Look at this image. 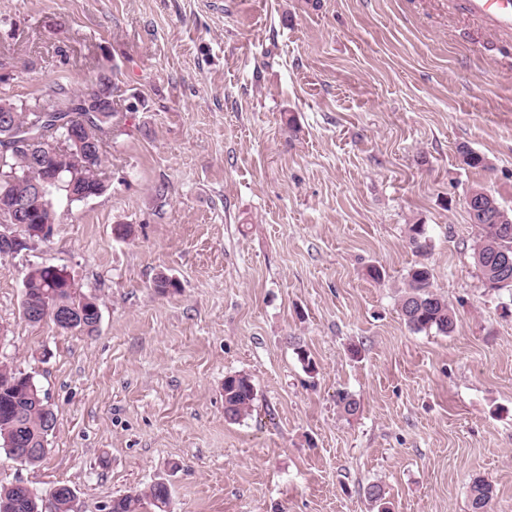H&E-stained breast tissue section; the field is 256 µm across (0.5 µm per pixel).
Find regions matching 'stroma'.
<instances>
[{
  "label": "stroma",
  "instance_id": "35a3bbf8",
  "mask_svg": "<svg viewBox=\"0 0 512 512\" xmlns=\"http://www.w3.org/2000/svg\"><path fill=\"white\" fill-rule=\"evenodd\" d=\"M101 73L109 190L0 258V361L56 414L0 483L68 485L74 512L159 480L171 512H378L372 484L391 512H469L480 476L512 512V292L485 287L465 208L479 185L512 211V35L465 0H0V92ZM418 262L449 335L400 314ZM41 265L97 298L96 332L24 320ZM234 373L256 391L236 423ZM255 400V387L247 375L232 374L224 378V415L239 422L250 415Z\"/></svg>",
  "mask_w": 512,
  "mask_h": 512
}]
</instances>
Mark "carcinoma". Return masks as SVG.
<instances>
[{
    "instance_id": "1",
    "label": "carcinoma",
    "mask_w": 512,
    "mask_h": 512,
    "mask_svg": "<svg viewBox=\"0 0 512 512\" xmlns=\"http://www.w3.org/2000/svg\"><path fill=\"white\" fill-rule=\"evenodd\" d=\"M99 84L107 87V112L93 115L83 111L81 103L89 93L69 90L63 85L51 91L48 98L72 105L68 112H50L41 121L43 137L49 141L57 134L56 124L64 122L75 129L84 130L82 121L91 117L94 132L90 144L92 165L103 170L106 146L112 136L114 109L113 89L110 78L102 75ZM37 98L14 100L0 95V110L12 107L14 111L5 113L16 130H21L32 120L39 119L34 112H27L24 106L33 104ZM8 167L15 168L30 183L41 182L44 168L26 153L7 152ZM474 192L482 194L492 204L485 212V217L471 220L477 228L474 244L475 264L481 272L486 287L496 290L512 291V275L503 276L498 272L499 252L512 253V222L503 224L498 217L503 215V208L497 199L481 188ZM56 223V213L52 204H34L27 215L30 228L39 230L47 228L52 232ZM409 246L418 254L428 248L424 225L413 224L410 227ZM67 272L54 266H40L31 270L24 286L29 289L30 298L41 307L39 321L50 320L63 332L91 334L96 331L94 324L101 319L98 304L90 297L77 293V289L66 282ZM68 311L73 315L74 323L69 325L57 323V311ZM399 311L407 326L414 332H430L448 335L455 329L456 314L448 301L439 294L432 283L431 269L420 263L408 272L404 287L400 290ZM255 400V387L250 377L232 374L224 377V415L231 421L239 422L250 415ZM47 400L34 383L32 377L15 372L10 366L0 363V449L5 448L9 439L16 435L24 437L36 446L47 441L52 428L47 426ZM366 497L374 503L379 512H390L387 492L379 484L370 485L365 491ZM494 489L490 482L482 477L472 480L469 490V512H489ZM171 493L158 483L151 484L146 490L116 498L106 506L107 512H141L148 504L153 512H168ZM44 499L39 496L29 499L20 495L11 486L0 485V512H42Z\"/></svg>"
}]
</instances>
